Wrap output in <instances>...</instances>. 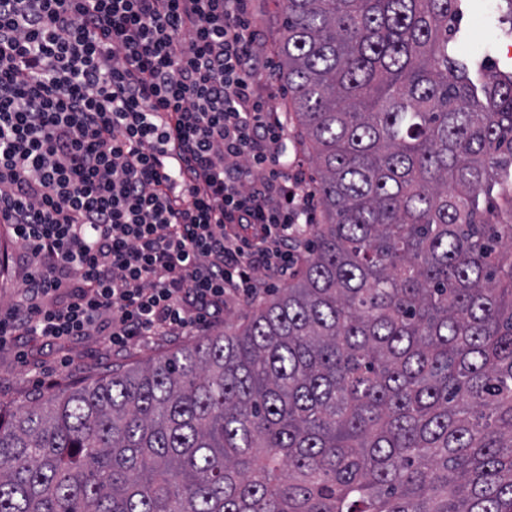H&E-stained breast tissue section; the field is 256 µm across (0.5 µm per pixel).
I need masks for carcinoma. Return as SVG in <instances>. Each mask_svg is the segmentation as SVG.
<instances>
[{
    "label": "carcinoma",
    "instance_id": "cac0c4a2",
    "mask_svg": "<svg viewBox=\"0 0 512 512\" xmlns=\"http://www.w3.org/2000/svg\"><path fill=\"white\" fill-rule=\"evenodd\" d=\"M462 0H282L323 223L247 322L0 404V512H512V70Z\"/></svg>",
    "mask_w": 512,
    "mask_h": 512
}]
</instances>
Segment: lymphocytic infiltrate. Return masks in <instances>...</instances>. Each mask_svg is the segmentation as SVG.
<instances>
[{"mask_svg":"<svg viewBox=\"0 0 512 512\" xmlns=\"http://www.w3.org/2000/svg\"><path fill=\"white\" fill-rule=\"evenodd\" d=\"M263 55L251 0H0V347L206 328L287 273L312 192ZM0 245H2L3 255L9 256V263L5 261V274L2 288H0V313H4L18 298L21 271L16 262L11 259L15 256L16 246L3 224L2 227L0 226Z\"/></svg>","mask_w":512,"mask_h":512,"instance_id":"obj_1","label":"lymphocytic infiltrate"}]
</instances>
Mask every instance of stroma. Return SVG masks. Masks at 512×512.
I'll return each mask as SVG.
<instances>
[{
  "mask_svg": "<svg viewBox=\"0 0 512 512\" xmlns=\"http://www.w3.org/2000/svg\"><path fill=\"white\" fill-rule=\"evenodd\" d=\"M473 0H463L457 21L463 49L490 59L491 63L512 66V27L503 23L504 0H488L481 18L472 14ZM195 335L158 336L152 341L114 351L108 340L93 336L74 345H61L40 350L37 341H30V351L41 354L40 364L19 360L13 349L0 350V404L14 405L36 394L52 389L83 385L110 373L113 365L139 364L148 359L189 346Z\"/></svg>",
  "mask_w": 512,
  "mask_h": 512,
  "instance_id": "obj_1",
  "label": "stroma"
}]
</instances>
